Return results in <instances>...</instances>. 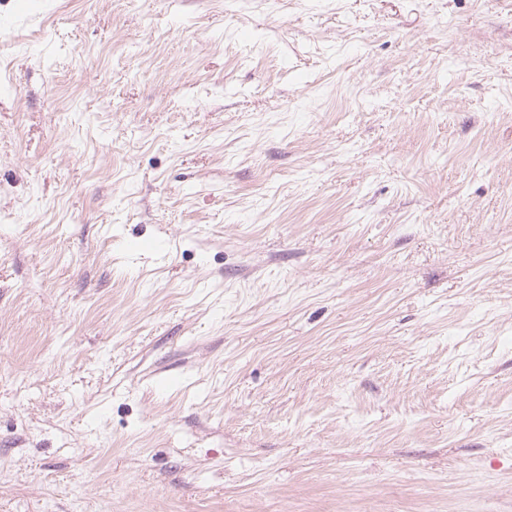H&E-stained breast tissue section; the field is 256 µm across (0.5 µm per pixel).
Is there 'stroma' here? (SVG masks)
<instances>
[{
    "label": "stroma",
    "instance_id": "35a3bbf8",
    "mask_svg": "<svg viewBox=\"0 0 512 512\" xmlns=\"http://www.w3.org/2000/svg\"><path fill=\"white\" fill-rule=\"evenodd\" d=\"M0 512H512V0H0Z\"/></svg>",
    "mask_w": 512,
    "mask_h": 512
}]
</instances>
